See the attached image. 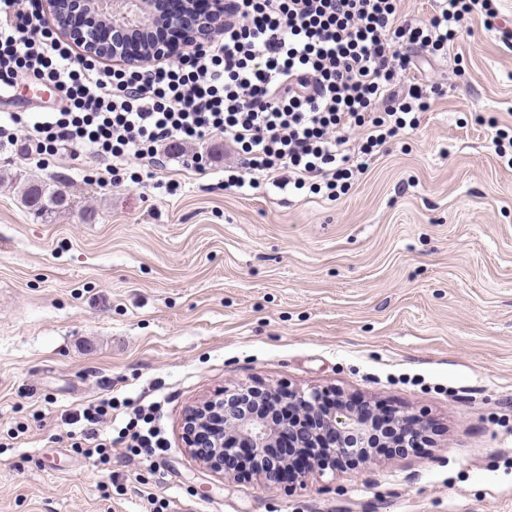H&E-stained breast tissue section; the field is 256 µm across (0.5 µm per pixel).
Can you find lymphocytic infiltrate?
<instances>
[{"instance_id": "lymphocytic-infiltrate-1", "label": "lymphocytic infiltrate", "mask_w": 512, "mask_h": 512, "mask_svg": "<svg viewBox=\"0 0 512 512\" xmlns=\"http://www.w3.org/2000/svg\"><path fill=\"white\" fill-rule=\"evenodd\" d=\"M435 3L427 20L412 23L399 0H231L223 28L189 47L168 18L209 16L216 0H157L169 58L140 70L79 52L88 31L81 0L66 41L43 0H0V102L22 78L60 98L9 113L0 141L26 138L28 158L40 162L61 147L90 153L117 183L130 159L159 171L184 145L219 137L239 157L224 169L225 187L270 184L334 201L440 95L439 85L416 77L417 51L447 54L467 15H498L494 0ZM120 407L106 394L66 418L72 448L92 467L109 468L116 447L146 457L167 448L158 404L134 409L117 428Z\"/></svg>"}]
</instances>
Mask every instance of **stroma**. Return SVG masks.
<instances>
[{
  "label": "stroma",
  "mask_w": 512,
  "mask_h": 512,
  "mask_svg": "<svg viewBox=\"0 0 512 512\" xmlns=\"http://www.w3.org/2000/svg\"><path fill=\"white\" fill-rule=\"evenodd\" d=\"M498 8L423 65L442 95L335 201L225 188L219 138L184 151L205 174L176 158L159 189L0 145V512H512V167L489 125L512 127V0ZM28 179L70 208L35 215ZM258 383L410 415L426 439L275 491L203 469L186 411ZM108 390L160 403L163 455L116 449L98 472L70 448L62 415Z\"/></svg>",
  "instance_id": "1"
}]
</instances>
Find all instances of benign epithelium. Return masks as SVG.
I'll return each instance as SVG.
<instances>
[{
	"label": "benign epithelium",
	"mask_w": 512,
	"mask_h": 512,
	"mask_svg": "<svg viewBox=\"0 0 512 512\" xmlns=\"http://www.w3.org/2000/svg\"><path fill=\"white\" fill-rule=\"evenodd\" d=\"M87 10L97 21L112 19V27L146 35L152 24L151 0H85ZM228 0H221L217 14L188 31V41H198L224 25ZM86 52L95 56L112 54L96 37L87 40ZM383 426L390 438L385 448H419L425 428L409 415L383 414L369 405L336 400L328 404L324 393L286 390L271 385L226 388L194 406L185 415L183 435L191 455L206 470L223 478L236 477L250 470L262 485L274 491L289 478H299L312 467L336 469L346 459L371 454L374 429ZM293 451L289 461L275 452L282 441ZM249 450L252 467L232 468L239 449Z\"/></svg>",
	"instance_id": "obj_1"
}]
</instances>
